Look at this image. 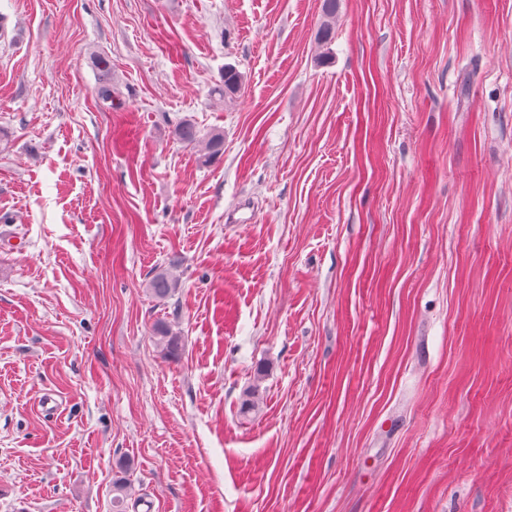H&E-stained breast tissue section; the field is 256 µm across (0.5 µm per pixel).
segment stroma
Here are the masks:
<instances>
[{
    "instance_id": "stroma-1",
    "label": "stroma",
    "mask_w": 512,
    "mask_h": 512,
    "mask_svg": "<svg viewBox=\"0 0 512 512\" xmlns=\"http://www.w3.org/2000/svg\"><path fill=\"white\" fill-rule=\"evenodd\" d=\"M319 17L0 0V512H512V0ZM338 5L339 0H322L321 15L317 27V40L322 47H327L331 42ZM244 82V75L234 66L227 65L224 67L220 84L214 87L211 93L223 99L224 103H226V101L232 100L240 92ZM179 288V282L172 277L168 271L161 270L157 272L148 283L150 294L159 301H169L172 299ZM155 337L166 359H177L181 350V339L174 333L171 327L164 321H159L155 326Z\"/></svg>"
}]
</instances>
